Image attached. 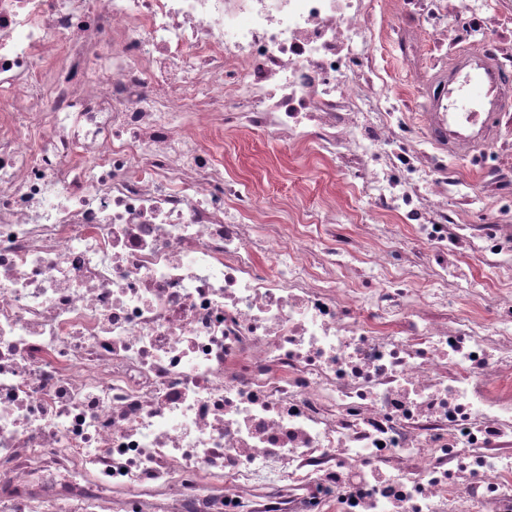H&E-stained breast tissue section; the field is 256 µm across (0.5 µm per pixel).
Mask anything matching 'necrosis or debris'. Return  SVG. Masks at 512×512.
Instances as JSON below:
<instances>
[{"instance_id": "obj_1", "label": "necrosis or debris", "mask_w": 512, "mask_h": 512, "mask_svg": "<svg viewBox=\"0 0 512 512\" xmlns=\"http://www.w3.org/2000/svg\"><path fill=\"white\" fill-rule=\"evenodd\" d=\"M381 41L437 68L419 125ZM471 54L511 97L512 0H0V512H512V113L439 117ZM248 133L336 169L297 223Z\"/></svg>"}]
</instances>
